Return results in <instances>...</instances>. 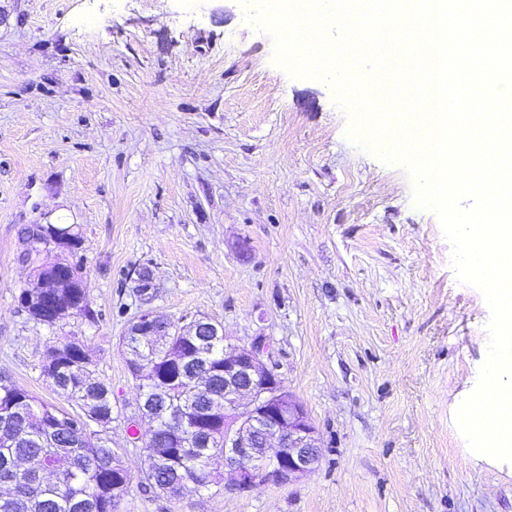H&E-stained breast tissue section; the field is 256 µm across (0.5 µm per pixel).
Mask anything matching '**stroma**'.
<instances>
[{"label": "stroma", "mask_w": 512, "mask_h": 512, "mask_svg": "<svg viewBox=\"0 0 512 512\" xmlns=\"http://www.w3.org/2000/svg\"><path fill=\"white\" fill-rule=\"evenodd\" d=\"M348 125L330 84L275 63L242 0H0V376L60 406L42 362L88 347L131 476L118 512H512V467L474 460L455 422L490 310L408 170ZM32 224L75 226L95 321L21 309ZM145 309L269 338L317 469L175 499L145 485L120 349Z\"/></svg>", "instance_id": "1"}]
</instances>
